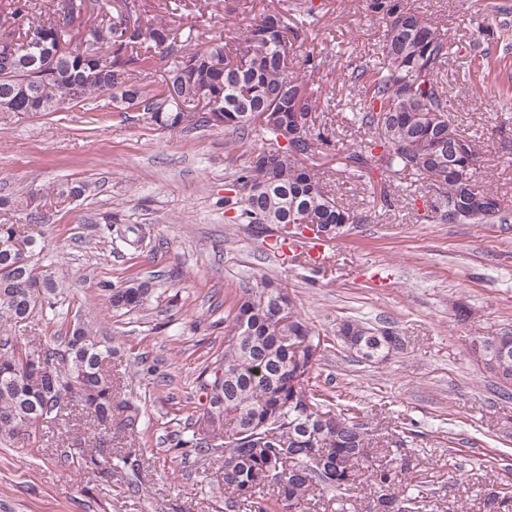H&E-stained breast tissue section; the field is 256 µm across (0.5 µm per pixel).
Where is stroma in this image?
Segmentation results:
<instances>
[{"mask_svg":"<svg viewBox=\"0 0 512 512\" xmlns=\"http://www.w3.org/2000/svg\"><path fill=\"white\" fill-rule=\"evenodd\" d=\"M437 21L448 41L444 80L457 124L476 140L474 186L512 201V0H408ZM141 21L160 19L193 30L203 45L216 32L243 35L263 10L300 16L292 0H138ZM318 22L290 58L310 71L316 124L333 144L312 164L337 201L374 215L334 243L335 259L316 267L282 264L268 229L230 224L224 195L242 156L258 147L220 127L190 132L155 129L145 112H119L111 93H94L58 112L0 121V195L44 194L60 182L94 183L96 194L42 209L46 247L40 256L68 272L74 285L59 314L36 316L14 332L35 347L64 333L72 316L93 320L110 337L112 373L123 397L142 411L136 435L115 431L91 441L80 415L36 436L0 441V512H226L220 463L175 445L200 408V372L224 351L232 306L263 275L281 279L324 343L311 385L335 406L354 409L373 434L377 455L395 437L415 433L405 451L427 468L433 512H485L484 499L512 484V417L495 375L470 356L479 337L512 331V229L448 224L424 218L428 182H393L354 166L359 134L340 76L372 56L383 30L367 0H322ZM485 26H477L478 13ZM392 205H385V198ZM134 228L136 245L113 242L105 220ZM150 281L143 311L110 310L101 288L130 277ZM346 318L394 329L405 348L380 364L353 359L336 341ZM132 450L138 467L104 478L79 467L85 454ZM456 464L461 479L448 473Z\"/></svg>","mask_w":512,"mask_h":512,"instance_id":"obj_1","label":"stroma"}]
</instances>
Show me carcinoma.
<instances>
[{
    "label": "carcinoma",
    "mask_w": 512,
    "mask_h": 512,
    "mask_svg": "<svg viewBox=\"0 0 512 512\" xmlns=\"http://www.w3.org/2000/svg\"><path fill=\"white\" fill-rule=\"evenodd\" d=\"M47 19L36 18L32 0H9L13 41L0 45V115L56 112L68 101L78 104L92 92L111 91L116 107L142 110L161 130H189L184 109L199 113L195 126L212 125L220 113L222 127L238 135L252 134L262 145L244 155L233 174L234 194L224 197L229 224H273L280 249L296 234L287 224L296 220L332 225L331 242L345 234L343 224H367L364 212L336 202L307 164L331 145L328 129L315 127L313 93L308 81L288 71L300 33L290 32L288 15L279 11L259 17L241 40L226 33L212 36L203 47H189L191 33L168 24L142 27L125 16L111 17L110 0H67ZM369 7L387 16L372 64L342 75L358 98L351 109L353 125L363 132L351 156L358 167L379 169L401 179L423 176L429 183L428 217L461 214L465 224H509L512 206L493 191H477L465 174L479 162L475 139L455 124L448 108L442 71L448 42L439 26L416 9L370 0ZM92 11L78 41H73L68 14ZM166 61L154 88L138 75L152 68L155 54ZM453 130L461 148L448 147ZM286 136L299 156L283 152L276 172L266 168L261 153ZM91 183L66 181L56 187L63 200H85ZM40 214L29 212L23 223H0V331L31 322L37 313L57 308L72 288L67 276L34 260L44 248ZM37 243L26 257L16 244ZM114 310L144 308L153 296L146 281L131 279L105 288ZM232 334L224 355L199 375L204 402L198 425L177 444L221 462L225 505L269 512L270 493L283 512H293L315 493L336 492V512H354L346 497L364 482L382 512H426L428 496L406 454L377 457L362 424L335 412L329 400L309 391L324 339L295 312L288 289L262 276L234 303ZM336 341L354 357L376 362L402 350L401 336L358 319L336 326ZM62 348L40 349L43 367L31 370L15 343L0 350V438L29 437L64 416L73 402L102 430L112 429L114 411L122 412L120 428L133 434L140 408L121 397L120 384L99 367V356L113 352L110 340L98 335L93 322L78 320L61 337ZM511 356L502 360L493 339L474 351L480 361L499 359L493 370L512 386ZM132 452L100 461L91 454L88 466L118 474ZM512 496L490 494L486 512H502Z\"/></svg>",
    "instance_id": "1"
}]
</instances>
